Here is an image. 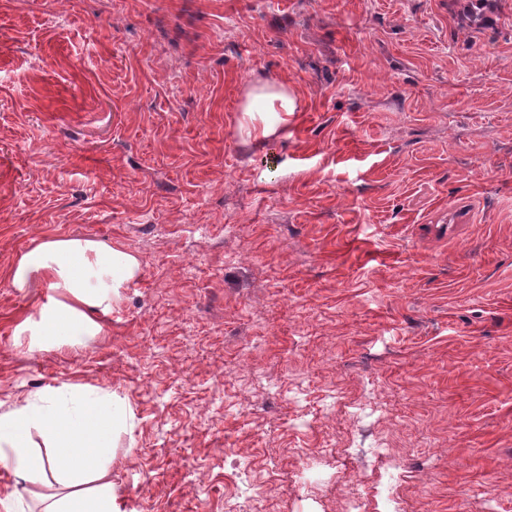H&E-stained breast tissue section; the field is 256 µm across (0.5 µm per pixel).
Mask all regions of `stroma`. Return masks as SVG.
<instances>
[{
    "instance_id": "obj_1",
    "label": "stroma",
    "mask_w": 512,
    "mask_h": 512,
    "mask_svg": "<svg viewBox=\"0 0 512 512\" xmlns=\"http://www.w3.org/2000/svg\"><path fill=\"white\" fill-rule=\"evenodd\" d=\"M0 0V404L134 413L121 512H512V0ZM298 110L240 129L248 89ZM50 235L136 255L95 346L29 351ZM375 387L386 454L357 470ZM340 403L326 409L325 395ZM235 462L227 464L225 453ZM250 479L240 494V472ZM404 471H397L396 473H391L388 475L386 479V483L384 485L385 496L383 498V502L385 505V511L383 512H399L400 511V499L398 496V488L401 483L405 481L406 478H410L411 476L406 474Z\"/></svg>"
}]
</instances>
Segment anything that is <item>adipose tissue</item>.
Segmentation results:
<instances>
[{
    "label": "adipose tissue",
    "instance_id": "obj_1",
    "mask_svg": "<svg viewBox=\"0 0 512 512\" xmlns=\"http://www.w3.org/2000/svg\"><path fill=\"white\" fill-rule=\"evenodd\" d=\"M296 109L286 85L254 87L241 107L242 128L268 135ZM140 269L135 255L97 239H41L18 255L7 277L15 288L45 287L52 295L37 317L16 325L15 335L28 337L33 350L95 343L103 317ZM128 418L111 394L95 387L45 388L0 412V469L42 499V512H118L110 474Z\"/></svg>",
    "mask_w": 512,
    "mask_h": 512
}]
</instances>
